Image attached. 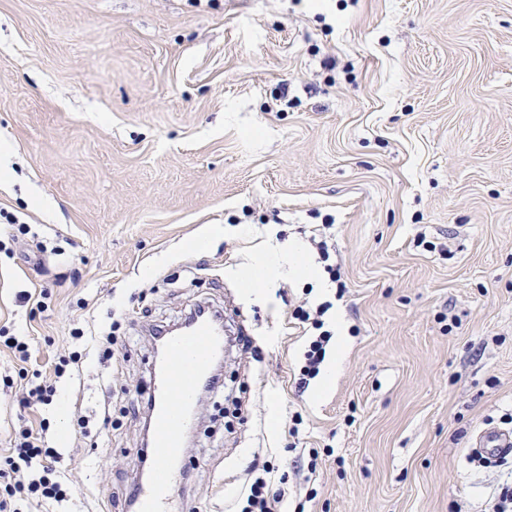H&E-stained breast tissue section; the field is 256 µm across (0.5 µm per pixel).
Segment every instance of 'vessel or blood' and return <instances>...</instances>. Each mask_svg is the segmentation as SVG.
Here are the masks:
<instances>
[{"label": "vessel or blood", "instance_id": "b4317fda", "mask_svg": "<svg viewBox=\"0 0 512 512\" xmlns=\"http://www.w3.org/2000/svg\"><path fill=\"white\" fill-rule=\"evenodd\" d=\"M223 353L224 332L207 321H196L185 333L165 336L163 356L153 368L154 428L148 440L160 458L148 479L131 490L130 502L136 512H187L175 503L171 465L183 457L185 431L194 417L199 389L213 380L215 364ZM473 447L484 456H499L512 450V432L485 428Z\"/></svg>", "mask_w": 512, "mask_h": 512}]
</instances>
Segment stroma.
Segmentation results:
<instances>
[{"mask_svg":"<svg viewBox=\"0 0 512 512\" xmlns=\"http://www.w3.org/2000/svg\"><path fill=\"white\" fill-rule=\"evenodd\" d=\"M1 143L30 231L0 241V327L34 355L0 345V469L42 423L72 489L18 512H127L151 333L201 305L228 341L191 512H239L256 463L282 512H490L505 474L469 456L512 427V0H0ZM318 234L344 296L244 290L268 245L319 263ZM326 301L348 342L318 397L291 312ZM35 374L53 401L26 412Z\"/></svg>","mask_w":512,"mask_h":512,"instance_id":"1","label":"stroma"}]
</instances>
